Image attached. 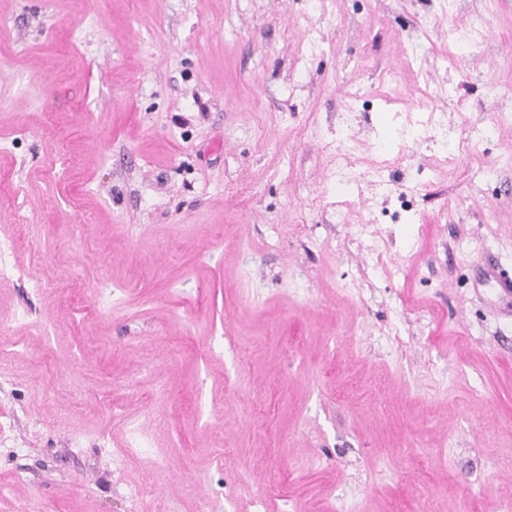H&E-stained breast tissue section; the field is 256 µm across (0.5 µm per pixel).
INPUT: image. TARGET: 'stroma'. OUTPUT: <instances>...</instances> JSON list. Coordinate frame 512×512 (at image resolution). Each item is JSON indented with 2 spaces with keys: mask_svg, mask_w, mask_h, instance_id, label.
Returning <instances> with one entry per match:
<instances>
[{
  "mask_svg": "<svg viewBox=\"0 0 512 512\" xmlns=\"http://www.w3.org/2000/svg\"><path fill=\"white\" fill-rule=\"evenodd\" d=\"M488 83L512 97V0H0V237L26 238L0 276V512H127L140 484L142 512L512 497ZM433 110L483 153L407 144L380 190L376 145ZM485 22L482 18L474 21L469 28L464 30L452 29L448 31V40L452 41L458 48L466 49L476 43L484 32ZM480 280L484 286L500 288L501 291L512 294V270L509 272L499 266L489 264L483 269Z\"/></svg>",
  "mask_w": 512,
  "mask_h": 512,
  "instance_id": "stroma-1",
  "label": "stroma"
}]
</instances>
